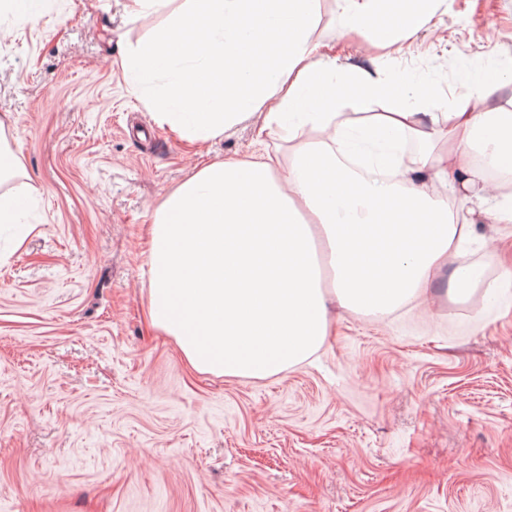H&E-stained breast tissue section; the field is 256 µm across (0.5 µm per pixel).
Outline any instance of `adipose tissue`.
Wrapping results in <instances>:
<instances>
[{"label": "adipose tissue", "instance_id": "ef3b65f1", "mask_svg": "<svg viewBox=\"0 0 512 512\" xmlns=\"http://www.w3.org/2000/svg\"><path fill=\"white\" fill-rule=\"evenodd\" d=\"M319 2L185 0L161 38L121 59L131 93L181 140L221 138L258 113L260 134L289 144L284 157L204 164L153 214L149 321L204 374L263 380L305 362L333 301L377 316L441 284L466 296L478 272L457 255L472 203L497 190L490 172L512 174V111L493 99L512 65L469 71L452 98L421 78L342 68L312 38ZM443 2L335 0L346 33L385 44ZM156 73L164 89L146 94ZM449 166L445 197L428 180Z\"/></svg>", "mask_w": 512, "mask_h": 512}]
</instances>
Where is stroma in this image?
<instances>
[{
	"mask_svg": "<svg viewBox=\"0 0 512 512\" xmlns=\"http://www.w3.org/2000/svg\"><path fill=\"white\" fill-rule=\"evenodd\" d=\"M131 0L0 11V121L35 229L0 232V512H512V224L462 258L486 278L380 316L337 311L313 360L265 380L199 374L146 322L147 230L202 165L272 138L259 117L187 144L121 73L165 13ZM337 64L454 96L512 62V0H447L379 48L333 0Z\"/></svg>",
	"mask_w": 512,
	"mask_h": 512,
	"instance_id": "1",
	"label": "stroma"
}]
</instances>
